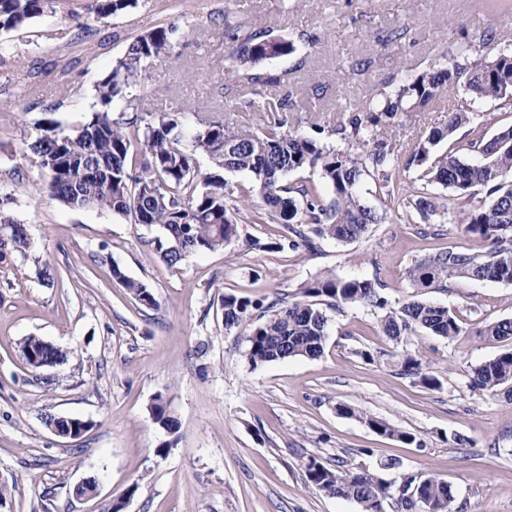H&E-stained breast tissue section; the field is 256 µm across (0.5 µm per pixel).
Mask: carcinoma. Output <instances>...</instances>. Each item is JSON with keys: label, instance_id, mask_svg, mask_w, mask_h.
I'll return each mask as SVG.
<instances>
[{"label": "carcinoma", "instance_id": "1", "mask_svg": "<svg viewBox=\"0 0 512 512\" xmlns=\"http://www.w3.org/2000/svg\"><path fill=\"white\" fill-rule=\"evenodd\" d=\"M138 0H89L85 14H74L77 27L90 33L91 22L101 21L136 6ZM55 0H0V30L19 31L30 20L54 8ZM174 29L158 27L130 41L111 71L93 84L91 111L75 128L67 129L46 112L28 144L30 157L39 171L38 189L71 208H95L122 215L133 224L156 227L155 241L163 261L176 267L187 257L224 248L237 236L239 205L258 195L263 206L255 211L254 223L277 224L292 238H305L300 227L314 226V233L338 242L362 238L382 217L365 205L359 185L371 179L389 201L402 202L421 220L447 217L448 197L469 207L466 231L485 242L484 250L450 247L430 254L415 264L408 277L416 288H446L454 278L491 280L512 284V126L487 140L473 125L475 100L500 101L512 110V52L493 59L479 57L459 61L442 56L414 78L388 94L365 101L344 100L340 116L330 132L345 141V150L328 149L301 132L290 130L275 114L268 101H249L250 110L263 115L254 128L233 126L226 120H198V127H185L180 115H199L188 103L177 112H158L151 101L162 93L158 86H144L136 95L127 89L137 83L143 68L159 58L174 54ZM233 45L229 59L232 73L240 82L253 83V70L265 62L295 51L294 41L273 29H254L244 24L228 34ZM265 83L276 85L280 77L267 76ZM464 86L472 98L459 99L448 113V121L432 128L407 162L386 135L402 125L407 112L433 107L441 99ZM466 132L456 147L438 154L436 146ZM365 145L361 154L351 147ZM484 158L473 163L459 152ZM211 162L208 171L195 165L196 155ZM419 168L421 189L403 194L393 175L401 164ZM316 171L332 189L325 199L310 181H288V175ZM247 172L256 188L228 187L227 173ZM433 184L448 190L449 196H432ZM483 188L490 201L474 199L473 190ZM238 197H233V194ZM11 198L0 200V261L12 252L25 253L28 236L21 223L6 208ZM112 275L121 281L141 305L152 308L155 298L143 283L125 278L117 267ZM382 285L370 280L341 279L321 275L303 289L304 300L275 299L266 305L248 298L226 294L222 299L224 329L242 330L249 343L247 360L257 367L288 358L315 359L324 352L328 336L327 310L336 312L358 305L381 314L383 333L393 340L424 331L430 336L452 339L460 332L456 317L444 307L418 297L399 308L389 307ZM480 336L497 341L512 339V318L483 326ZM22 359L29 368L52 367L68 360L69 352L38 336L21 342ZM400 373L418 377L435 387L438 378L407 357ZM512 384V350L501 353L472 370L471 387L494 393ZM154 422L169 434L179 423L168 410L162 395L152 405ZM359 419L370 430L411 444L415 437L396 429L386 420L362 413ZM307 481L325 494L352 500L361 512H384L383 503L394 501L396 512H416L419 503L427 512H451L453 493L448 483L434 475L417 474L403 486L388 482L366 466L347 465L332 470L316 458L304 463Z\"/></svg>", "mask_w": 512, "mask_h": 512}]
</instances>
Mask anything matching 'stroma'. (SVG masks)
I'll use <instances>...</instances> for the list:
<instances>
[{"mask_svg": "<svg viewBox=\"0 0 512 512\" xmlns=\"http://www.w3.org/2000/svg\"><path fill=\"white\" fill-rule=\"evenodd\" d=\"M85 4L58 0L21 31L0 33V167L20 166L27 184L0 181V196L14 197L11 211L31 239L25 254L0 262V483L12 488L0 512H112L118 501L124 512H361L308 483L310 456L331 469L344 460L381 470L393 460L384 479L435 475L452 488L453 512H512V387L488 394L470 386L473 367L512 349V340L477 334L512 318V284L453 279L419 292L408 278L426 255L478 245L462 206L424 236L366 180L361 196L383 221L359 240L317 237L280 250L279 226L254 223L249 205L224 249L170 268L154 245L158 229L35 191L27 151L50 104L60 103L56 117L65 124L87 108L89 95L68 99L65 87H91L132 38L155 27L176 29L175 58L142 74L143 83L168 88L163 110L190 101L214 118L230 100L237 108L226 120L252 126L260 116L248 100L285 96L283 119L308 134L312 113L334 119L340 98L387 90L433 54L454 57L465 44L474 58L502 52L503 44L482 41L487 21L477 0H314L299 11L283 0H138L88 34L69 19ZM238 23L294 38L293 54L261 68L285 84L241 87L227 78L228 30ZM401 25L404 38L390 42ZM446 119L434 109L407 113L393 133L401 155ZM45 263L56 272L49 283L35 275ZM322 273L380 280L395 308L421 295L448 308L461 331L451 340L420 332L397 342L382 332L379 314L350 306L331 312L320 357L251 366L243 331L224 328L223 296L297 300ZM127 278L151 289L155 307L134 301ZM29 336L70 350L68 361L30 370L18 351ZM408 356L435 371L439 386L400 375ZM159 395L179 422L174 435L153 421ZM341 404L356 416L340 414ZM362 412L412 433L414 443L374 433ZM49 414L92 427L60 438L44 423ZM459 436L466 445L456 444ZM165 441L169 450L158 453ZM88 476L99 481L97 496L76 497Z\"/></svg>", "mask_w": 512, "mask_h": 512, "instance_id": "obj_1", "label": "stroma"}]
</instances>
